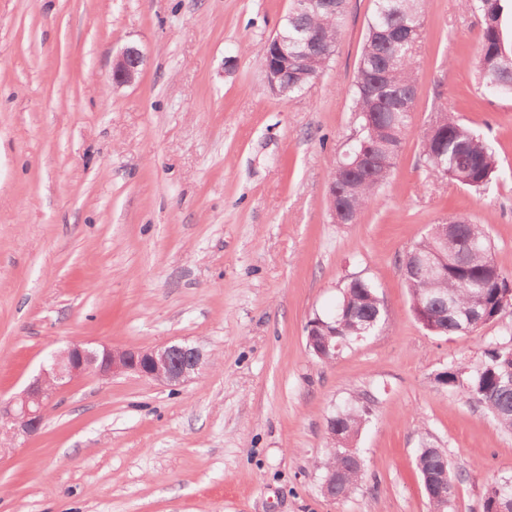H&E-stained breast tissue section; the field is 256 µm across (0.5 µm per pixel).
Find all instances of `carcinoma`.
Here are the masks:
<instances>
[{"label": "carcinoma", "mask_w": 512, "mask_h": 512, "mask_svg": "<svg viewBox=\"0 0 512 512\" xmlns=\"http://www.w3.org/2000/svg\"><path fill=\"white\" fill-rule=\"evenodd\" d=\"M427 0H375L354 81L349 89L351 109L360 116L350 148L365 142L369 150L385 156L389 166L350 174L352 188L340 186L336 210L352 209L360 214L374 200L375 190L390 176L398 151L412 126L414 111L399 103V97L413 91L418 81L419 48ZM465 9L479 14L483 25L478 36L476 68L485 91L512 95V43L503 23L512 18V0H461ZM346 0H315L304 12H289L282 29L288 37V54L299 50L308 36L322 41L328 52L336 49L343 33ZM375 78L387 88L389 97L378 108L373 97L361 86V76ZM311 80L304 70H296L288 80L286 96L306 89ZM438 134L423 138L422 156L429 174L447 179L478 194L488 193L495 181L498 159L492 146L445 107L435 113ZM405 265V283L410 308L423 320L434 311V297L448 299V321L438 320L431 328L436 334H470L500 313V299L512 291V279L494 259V247L484 224L464 216L448 219V238L426 234L413 249ZM328 330H336V343L347 346L375 334L388 321V312L375 285L355 278L343 288L335 313L322 317ZM512 365V337L492 341L483 350V359L472 368L452 363L443 371L448 386L460 388L469 398L486 407L506 431L512 432V384L506 366ZM370 414L364 400L338 410L328 424L336 433L353 437ZM416 467L423 482L440 478L453 497L461 475L446 466L440 451L424 442L417 454ZM336 472V498L346 499L360 486L362 470L351 463L350 455L338 440H330L325 472ZM498 481L485 486L483 512H499L508 499L499 494Z\"/></svg>", "instance_id": "cac0c4a2"}]
</instances>
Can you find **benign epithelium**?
I'll return each mask as SVG.
<instances>
[{
	"instance_id": "1",
	"label": "benign epithelium",
	"mask_w": 512,
	"mask_h": 512,
	"mask_svg": "<svg viewBox=\"0 0 512 512\" xmlns=\"http://www.w3.org/2000/svg\"><path fill=\"white\" fill-rule=\"evenodd\" d=\"M265 48V82L273 93L282 96L288 89V46L278 34L265 43ZM143 61L140 49L135 46L124 48L112 61L113 83L132 82ZM345 158V169L361 165L375 167L382 163L381 157L368 151L356 153L353 161L348 153ZM203 360L201 348L186 342L168 341L152 348L72 342L54 353L51 362L20 393L0 406V427L13 438L37 433L57 392L86 375L104 380L132 373L160 385L178 386L200 370Z\"/></svg>"
}]
</instances>
